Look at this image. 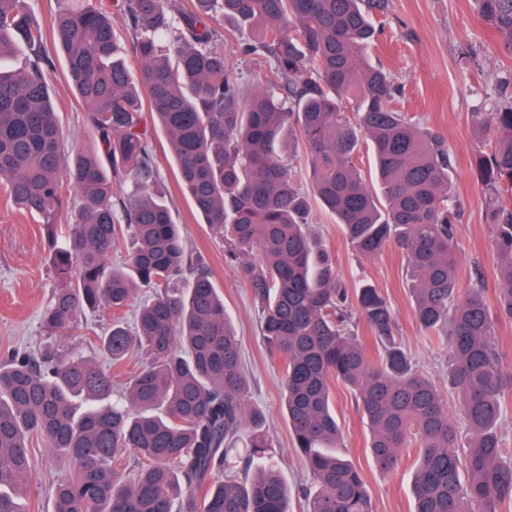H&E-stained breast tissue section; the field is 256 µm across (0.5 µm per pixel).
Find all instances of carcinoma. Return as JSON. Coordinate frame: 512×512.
<instances>
[{
  "label": "carcinoma",
  "instance_id": "obj_1",
  "mask_svg": "<svg viewBox=\"0 0 512 512\" xmlns=\"http://www.w3.org/2000/svg\"><path fill=\"white\" fill-rule=\"evenodd\" d=\"M474 2L512 54V0ZM57 3L48 37L29 0H0V57L18 43L29 51L0 71V182L16 209L42 219L61 282L42 312L51 338L109 309L112 323L89 328L87 344L136 368L116 391L94 359L57 343L0 358V512H24L16 499L39 439L68 466L54 484V512H288L224 297L154 192L145 107L168 135L196 213L260 301L288 428L312 477L304 512H373L361 473L330 452L342 440L336 383L353 392L380 471L416 454L415 512H512V457L498 433L512 381L495 343L497 325L512 323V98L472 113L494 144L479 163L502 282L492 312L481 273L466 291L459 284L461 211L444 140L400 107V88L370 62L385 0ZM220 18L234 34L254 33L233 49L266 68L262 86L244 89ZM53 51L66 59L92 147L64 146L48 78ZM363 138L374 190L357 165ZM299 143L308 190L286 164ZM128 181L131 190L118 193ZM316 208L363 257L390 245L406 254L416 320L448 348L457 415L396 341L382 292L370 283L345 288L314 230ZM123 242L127 258L116 265L110 255ZM354 312L374 335V355L352 330ZM240 443L247 454L237 479L229 467Z\"/></svg>",
  "mask_w": 512,
  "mask_h": 512
}]
</instances>
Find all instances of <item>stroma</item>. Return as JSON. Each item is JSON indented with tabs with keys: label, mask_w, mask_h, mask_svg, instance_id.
<instances>
[{
	"label": "stroma",
	"mask_w": 512,
	"mask_h": 512,
	"mask_svg": "<svg viewBox=\"0 0 512 512\" xmlns=\"http://www.w3.org/2000/svg\"><path fill=\"white\" fill-rule=\"evenodd\" d=\"M387 3L374 61L400 86L405 112L438 133L448 147L452 193L461 207L455 232L461 283H468L474 271L479 270L488 291H495L497 273L478 173L483 144L471 115L487 111L498 97V79L503 69H512V54L503 49L480 20L474 0ZM53 61L52 94L66 133L65 147H89L92 141L81 128L82 107L69 85L64 58L57 54ZM148 132L159 172L157 193L171 205L189 251L210 268L213 281L224 296L251 379V399L267 413L270 454L290 491L289 512H302L301 490L310 486L311 480L293 447L280 408L281 365L263 342L253 290L238 270L225 262L218 239L199 223L178 182L166 133L153 124ZM314 227L347 288L368 282L389 300L395 312L397 340L416 369L435 381L447 397L449 409H456L457 396L448 384V350L432 344L415 319L404 254L389 246L375 257H361L332 217L322 212L317 214ZM55 286L40 217L19 212L0 191V354L15 347L35 350L42 346L46 336L42 311ZM333 397L343 433L341 453L360 470L373 512H414V458L404 459L397 473L382 474L369 456V426L356 409L352 392L339 384L333 388ZM34 463L20 507L22 512H53V485L66 464L42 444L34 448Z\"/></svg>",
	"instance_id": "stroma-1"
}]
</instances>
